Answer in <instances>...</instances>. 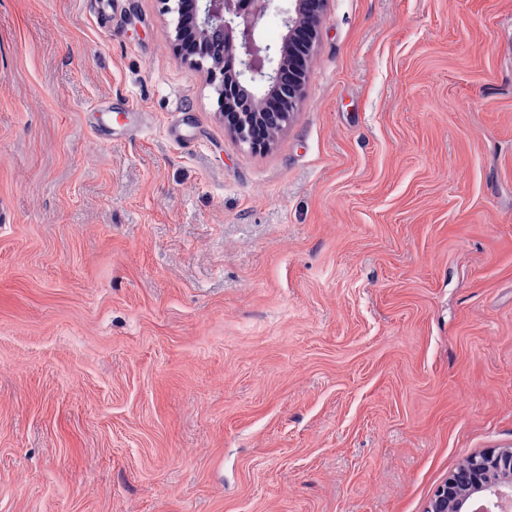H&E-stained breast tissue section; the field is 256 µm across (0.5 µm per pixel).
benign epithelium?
Listing matches in <instances>:
<instances>
[{
    "label": "benign epithelium",
    "mask_w": 512,
    "mask_h": 512,
    "mask_svg": "<svg viewBox=\"0 0 512 512\" xmlns=\"http://www.w3.org/2000/svg\"><path fill=\"white\" fill-rule=\"evenodd\" d=\"M277 0H178L175 29L181 49L190 61L201 64L193 44L211 28L224 31V55L228 70L211 68L220 107H225L248 82L257 93L241 112H221L224 128L252 151L266 150L271 131L288 125L297 111L304 75H296L288 92L279 91L285 60L305 57L317 40V26L326 0H292L284 11L285 34L273 46L262 35L263 21ZM476 512H512V448H491L468 455L457 471L441 484L426 512H465L473 499Z\"/></svg>",
    "instance_id": "1"
}]
</instances>
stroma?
Listing matches in <instances>:
<instances>
[{
	"label": "stroma",
	"instance_id": "1",
	"mask_svg": "<svg viewBox=\"0 0 512 512\" xmlns=\"http://www.w3.org/2000/svg\"><path fill=\"white\" fill-rule=\"evenodd\" d=\"M163 0H0V512H424L512 448V0H327L271 147Z\"/></svg>",
	"mask_w": 512,
	"mask_h": 512
}]
</instances>
